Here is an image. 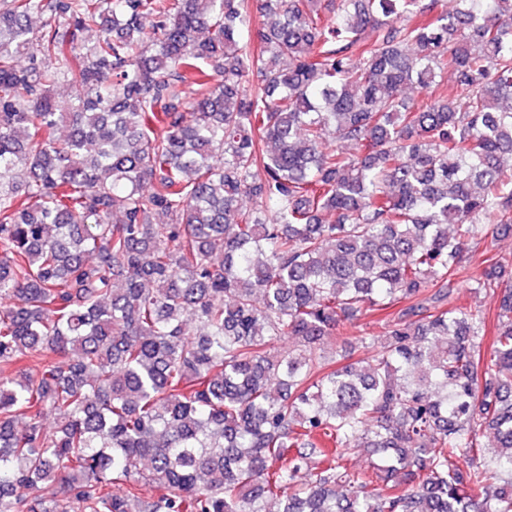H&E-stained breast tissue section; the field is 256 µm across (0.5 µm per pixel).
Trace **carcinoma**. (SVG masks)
<instances>
[{
  "label": "carcinoma",
  "instance_id": "carcinoma-1",
  "mask_svg": "<svg viewBox=\"0 0 512 512\" xmlns=\"http://www.w3.org/2000/svg\"><path fill=\"white\" fill-rule=\"evenodd\" d=\"M455 3L0 0V512H512V288L488 354L451 304L512 224V0ZM395 309H387L385 311H374L363 313L350 323H345L349 331V341L343 347L342 354L346 356L343 359L340 356L332 355L330 347L326 348V357L328 359H336V365L345 362L368 361L374 354L377 343L381 342L385 336V318L388 313L394 312ZM375 343V345H373ZM330 352V353H329ZM333 356V357H332Z\"/></svg>",
  "mask_w": 512,
  "mask_h": 512
}]
</instances>
